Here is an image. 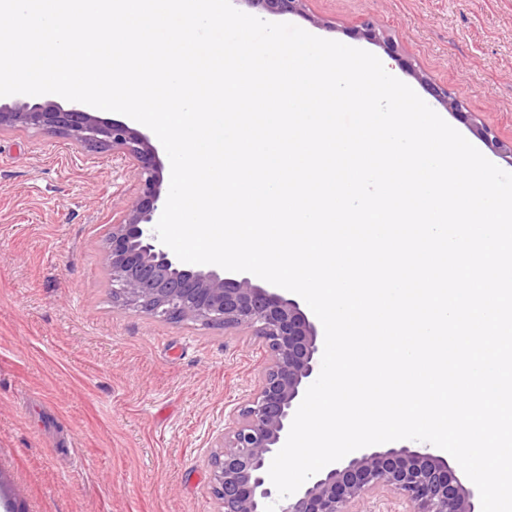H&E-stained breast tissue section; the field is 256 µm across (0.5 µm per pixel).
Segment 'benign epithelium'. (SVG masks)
Segmentation results:
<instances>
[{
  "instance_id": "1",
  "label": "benign epithelium",
  "mask_w": 512,
  "mask_h": 512,
  "mask_svg": "<svg viewBox=\"0 0 512 512\" xmlns=\"http://www.w3.org/2000/svg\"><path fill=\"white\" fill-rule=\"evenodd\" d=\"M243 2L272 14H304L305 0ZM352 34L397 54L372 19ZM3 126L52 130L91 150L110 148L132 168L137 191L120 210L108 239L113 301L160 321L242 332L266 346L268 358L257 383L228 415L222 443L210 457L211 490L220 512H353V504L384 490L411 512H477L478 489L464 485L446 458L406 446L362 448L328 464L276 504L268 470L320 371L317 324L296 299L272 284L214 268L187 269L163 248L155 232L162 168L145 134L106 121L80 104L64 109L51 102L0 104ZM472 131L512 166V141L482 124H474Z\"/></svg>"
}]
</instances>
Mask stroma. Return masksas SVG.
Returning <instances> with one entry per match:
<instances>
[{
	"instance_id": "stroma-1",
	"label": "stroma",
	"mask_w": 512,
	"mask_h": 512,
	"mask_svg": "<svg viewBox=\"0 0 512 512\" xmlns=\"http://www.w3.org/2000/svg\"><path fill=\"white\" fill-rule=\"evenodd\" d=\"M444 86L463 136L512 139V0H306L283 22ZM136 192L111 150L0 129V512H218L208 459L267 358L251 336L113 304L106 241ZM352 34L359 39L382 47L389 55L393 56L397 54L395 44L381 35L379 26L372 19L363 21L359 26L353 29Z\"/></svg>"
}]
</instances>
